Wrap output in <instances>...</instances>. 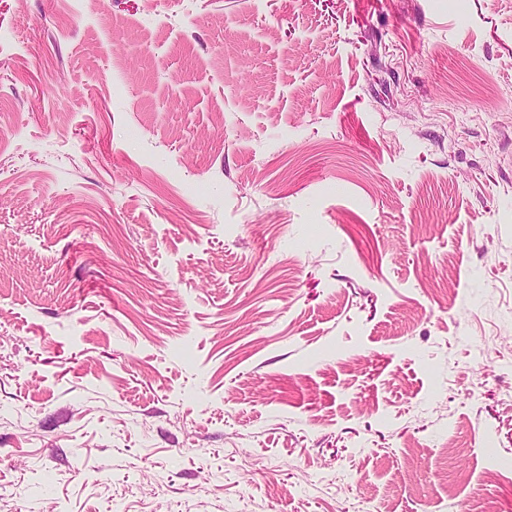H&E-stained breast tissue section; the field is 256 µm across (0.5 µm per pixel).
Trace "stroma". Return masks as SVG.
<instances>
[{"label": "stroma", "instance_id": "obj_1", "mask_svg": "<svg viewBox=\"0 0 512 512\" xmlns=\"http://www.w3.org/2000/svg\"><path fill=\"white\" fill-rule=\"evenodd\" d=\"M0 512H512V0H0Z\"/></svg>", "mask_w": 512, "mask_h": 512}]
</instances>
